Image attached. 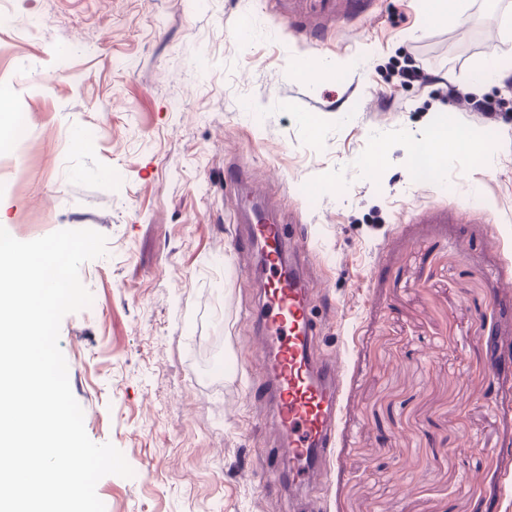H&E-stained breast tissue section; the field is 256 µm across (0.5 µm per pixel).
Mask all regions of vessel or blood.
Instances as JSON below:
<instances>
[{
    "label": "vessel or blood",
    "instance_id": "vessel-or-blood-1",
    "mask_svg": "<svg viewBox=\"0 0 512 512\" xmlns=\"http://www.w3.org/2000/svg\"><path fill=\"white\" fill-rule=\"evenodd\" d=\"M247 223V245L266 248L258 273L262 304L252 317L265 348V398L283 438L267 487L276 491L298 480L311 487L326 474L335 450L341 364L317 349L308 284L283 224L260 201L252 203Z\"/></svg>",
    "mask_w": 512,
    "mask_h": 512
}]
</instances>
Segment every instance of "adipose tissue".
Returning a JSON list of instances; mask_svg holds the SVG:
<instances>
[{
  "instance_id": "ef3b65f1",
  "label": "adipose tissue",
  "mask_w": 512,
  "mask_h": 512,
  "mask_svg": "<svg viewBox=\"0 0 512 512\" xmlns=\"http://www.w3.org/2000/svg\"><path fill=\"white\" fill-rule=\"evenodd\" d=\"M452 146L464 148L472 154L484 150L482 140L474 134L460 130L452 135L444 124L428 127L419 137L411 138L407 143L408 161L414 176L419 179L435 177Z\"/></svg>"
}]
</instances>
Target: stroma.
I'll return each mask as SVG.
<instances>
[{"label": "stroma", "instance_id": "1", "mask_svg": "<svg viewBox=\"0 0 512 512\" xmlns=\"http://www.w3.org/2000/svg\"><path fill=\"white\" fill-rule=\"evenodd\" d=\"M1 14L0 110L22 133L0 144V217L21 241L107 239L79 270L92 304L59 335L89 438L134 471L98 482L106 512L295 505L264 490L281 437L261 401L256 259L229 166L309 236L318 344L342 361L335 451L309 512H512L501 0L429 22L417 0H0ZM492 52L503 76L484 82ZM345 58L355 67L328 74ZM409 58L430 82H393ZM448 85L500 109L471 112ZM436 123L488 149H449L419 180L406 137ZM378 140L389 151L373 172Z\"/></svg>", "mask_w": 512, "mask_h": 512}]
</instances>
